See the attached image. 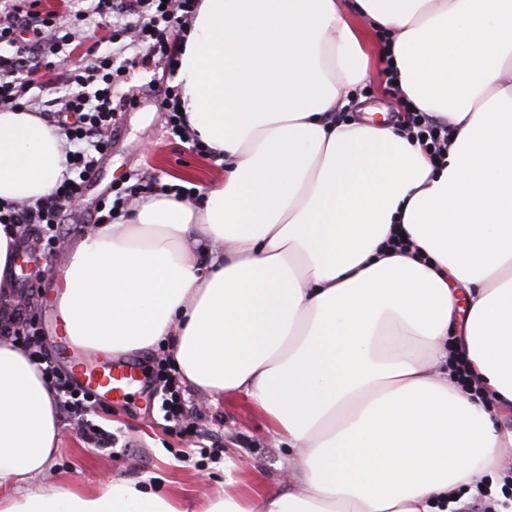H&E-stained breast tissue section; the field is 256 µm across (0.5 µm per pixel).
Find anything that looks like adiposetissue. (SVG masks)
Here are the masks:
<instances>
[{"instance_id":"obj_1","label":"adipose tissue","mask_w":512,"mask_h":512,"mask_svg":"<svg viewBox=\"0 0 512 512\" xmlns=\"http://www.w3.org/2000/svg\"><path fill=\"white\" fill-rule=\"evenodd\" d=\"M447 120L445 161L386 119L346 123L377 58ZM175 83L224 162L196 206L131 200L70 255L73 346L169 341L183 379L247 396L287 488L197 506L123 479L29 487L59 450L54 391L0 337V512H460L512 449V0H199ZM66 142L0 110V206L51 194ZM413 252L390 247L393 235ZM209 250L198 261L189 238ZM461 350L478 384L451 370Z\"/></svg>"}]
</instances>
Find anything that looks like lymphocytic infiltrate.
Masks as SVG:
<instances>
[{
    "mask_svg": "<svg viewBox=\"0 0 512 512\" xmlns=\"http://www.w3.org/2000/svg\"><path fill=\"white\" fill-rule=\"evenodd\" d=\"M40 0H0V110L31 109L32 88L53 86L58 97L43 101V116L59 127L74 149L69 168L75 178H67L56 192L30 204H10L0 210V224H18L36 232L47 249L60 243L61 221L80 197L87 181L106 154L117 112L134 104L135 99L119 93L137 68L157 60L173 66L195 16L197 0H89L88 7L74 14L69 29H62L57 16L39 10ZM100 17L108 22L107 41L111 48L100 51L90 46L84 65L72 67L60 54L65 46L82 35L86 21ZM402 122L412 136L420 138L433 159L448 154L450 132L447 122L428 113L406 110ZM23 352L36 358L42 374L60 400L61 410L73 419L82 436L103 448L110 435L89 417L95 398L75 387L70 376L62 374L52 361L43 333L34 322H22L14 331ZM156 390L166 421L182 432L193 430L190 413L177 383V370L170 359L155 366Z\"/></svg>",
    "mask_w": 512,
    "mask_h": 512,
    "instance_id": "obj_1",
    "label": "lymphocytic infiltrate"
}]
</instances>
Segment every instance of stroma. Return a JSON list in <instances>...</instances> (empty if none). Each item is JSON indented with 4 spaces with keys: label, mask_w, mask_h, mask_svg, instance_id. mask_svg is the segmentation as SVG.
Here are the masks:
<instances>
[{
    "label": "stroma",
    "mask_w": 512,
    "mask_h": 512,
    "mask_svg": "<svg viewBox=\"0 0 512 512\" xmlns=\"http://www.w3.org/2000/svg\"><path fill=\"white\" fill-rule=\"evenodd\" d=\"M173 83V74L162 65L134 74L138 100L118 113L112 147L96 174L83 184L80 203L65 219L54 253L44 254L34 238L21 237V250L30 264L16 275L15 290L29 297L31 306L24 315L35 318L41 327L59 318L57 287L73 247L84 237L101 202L113 201L119 189L140 183L145 173L162 184L182 182L195 187L223 177L224 167L215 157L193 151L170 134L157 90ZM182 392L204 416L202 436L183 435L168 427L147 386L126 401L105 400L97 406L92 420L114 433L113 452L91 448L74 421L61 417L60 451L44 472L31 479V486L93 493L122 478L145 481L200 503L223 483L228 460L249 486L263 491L286 486L288 444L275 437L245 398L209 403L190 386H183Z\"/></svg>",
    "instance_id": "1"
}]
</instances>
